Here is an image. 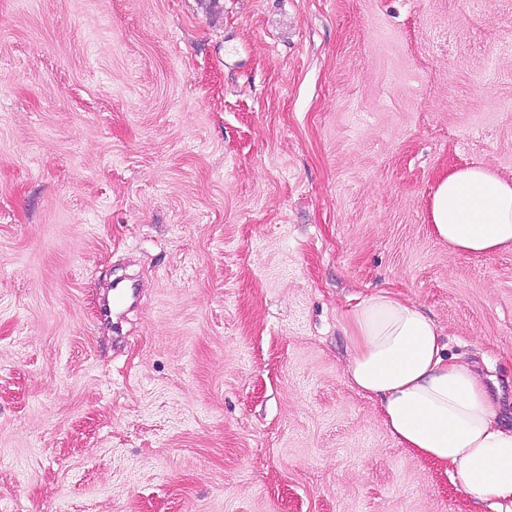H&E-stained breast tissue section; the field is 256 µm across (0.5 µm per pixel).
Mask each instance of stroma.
<instances>
[{"label": "stroma", "instance_id": "stroma-1", "mask_svg": "<svg viewBox=\"0 0 512 512\" xmlns=\"http://www.w3.org/2000/svg\"><path fill=\"white\" fill-rule=\"evenodd\" d=\"M0 512H491L349 381L396 292L512 426V0H0ZM434 234L457 253L491 255L512 248V180L470 166L448 172L432 195Z\"/></svg>", "mask_w": 512, "mask_h": 512}]
</instances>
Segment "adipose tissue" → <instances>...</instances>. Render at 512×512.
Wrapping results in <instances>:
<instances>
[{
  "instance_id": "1",
  "label": "adipose tissue",
  "mask_w": 512,
  "mask_h": 512,
  "mask_svg": "<svg viewBox=\"0 0 512 512\" xmlns=\"http://www.w3.org/2000/svg\"><path fill=\"white\" fill-rule=\"evenodd\" d=\"M434 234L457 253L512 248V180L470 166L432 195ZM351 383L380 400L384 426L416 457L446 467L472 500L512 504V428L502 427L478 374L453 362L437 324L381 292L352 312Z\"/></svg>"
}]
</instances>
